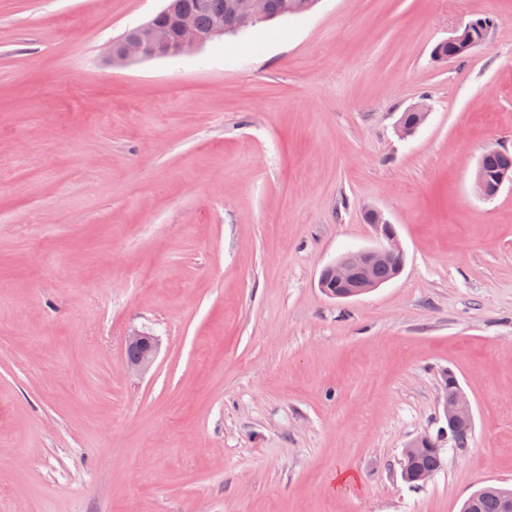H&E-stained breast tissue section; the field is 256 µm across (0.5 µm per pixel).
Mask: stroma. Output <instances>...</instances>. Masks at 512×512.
Masks as SVG:
<instances>
[{"instance_id": "1", "label": "stroma", "mask_w": 512, "mask_h": 512, "mask_svg": "<svg viewBox=\"0 0 512 512\" xmlns=\"http://www.w3.org/2000/svg\"><path fill=\"white\" fill-rule=\"evenodd\" d=\"M164 0H0V512H460L512 489V0H318L115 65ZM486 46L433 61L470 19ZM430 114L396 129L420 99ZM394 225L401 273L323 268ZM155 336L141 374L127 337ZM465 451L425 484L446 374ZM353 481L340 487L341 473ZM478 166L483 169L486 175L492 179L495 176V182L501 186L506 181L512 182L511 176L507 175V170L512 171V154L506 150H489L479 160ZM501 172V173H500ZM481 170L477 169L474 181L476 193L484 199H492L497 194V186L491 188L488 179ZM448 388H452V392L449 395ZM439 405L442 416L448 424V431H442L437 440L425 437L409 442L403 450L404 467H407V464L415 457L424 441L430 446L439 448V443L448 438V443H451L456 450L463 451L466 449L464 448L466 443L464 444L458 440L452 429V424L460 419H466L457 423L456 430L462 440L466 439L469 441L472 433V423L467 420L473 419V413L467 397L459 387L456 378L452 375L449 376L446 382L445 391L439 399ZM512 496V490L497 486H484L463 503L462 512H505L503 499Z\"/></svg>"}]
</instances>
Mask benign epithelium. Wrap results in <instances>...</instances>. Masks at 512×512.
Segmentation results:
<instances>
[{
	"mask_svg": "<svg viewBox=\"0 0 512 512\" xmlns=\"http://www.w3.org/2000/svg\"><path fill=\"white\" fill-rule=\"evenodd\" d=\"M228 8L237 16V25L235 26L237 31L248 29L263 20L258 0H231ZM140 30L141 33L135 36H122L111 44L109 56L112 61L127 63L193 53L208 42L224 35V15H219L209 29L201 31L193 17L182 12L176 19L175 39L173 40L169 39L165 32L156 29L151 21L141 25ZM474 188L476 193L484 199H491L497 194V188L489 186L487 176L480 170L476 171ZM368 219L380 230L385 243L360 250L326 267L320 278L319 286H324L328 280L343 285L345 286L342 293L344 298L356 297L374 288L370 279V271L374 267L388 262L399 250V246L396 236L389 232V222L380 212H370ZM127 350L130 352V356L124 360L125 367L135 372L146 371L155 361L158 342L153 336L135 331L127 338ZM445 388L452 389L451 393L445 392L439 399L442 416L447 424L451 425L460 419H473L471 405L454 376H449ZM445 439L459 451L466 447V444L458 440L453 429L450 428L442 431L435 440L426 437L409 442L403 450L404 463H409L415 457L422 447V443L426 442L438 448L440 442Z\"/></svg>",
	"mask_w": 512,
	"mask_h": 512,
	"instance_id": "1",
	"label": "benign epithelium"
}]
</instances>
